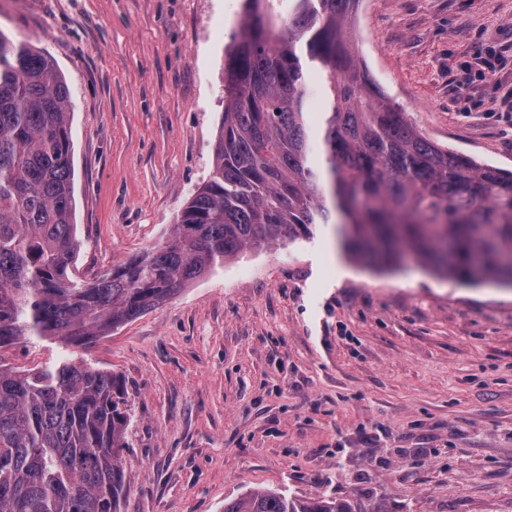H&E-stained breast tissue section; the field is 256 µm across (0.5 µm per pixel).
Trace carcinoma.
Segmentation results:
<instances>
[{"label":"carcinoma","mask_w":512,"mask_h":512,"mask_svg":"<svg viewBox=\"0 0 512 512\" xmlns=\"http://www.w3.org/2000/svg\"><path fill=\"white\" fill-rule=\"evenodd\" d=\"M248 8L224 65V121L209 181L162 243L89 281L78 242L65 78L40 49L0 33V349L26 336L89 347L246 248L339 225L373 266L411 257L469 284H512V172L439 146L352 55L357 0ZM328 104L319 158L305 111L310 74ZM129 421L121 376L61 358L0 362V512H119ZM224 512H352L323 495L256 490Z\"/></svg>","instance_id":"carcinoma-1"}]
</instances>
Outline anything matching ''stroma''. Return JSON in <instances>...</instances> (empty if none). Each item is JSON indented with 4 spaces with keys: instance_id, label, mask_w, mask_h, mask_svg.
Masks as SVG:
<instances>
[{
    "instance_id": "1",
    "label": "stroma",
    "mask_w": 512,
    "mask_h": 512,
    "mask_svg": "<svg viewBox=\"0 0 512 512\" xmlns=\"http://www.w3.org/2000/svg\"><path fill=\"white\" fill-rule=\"evenodd\" d=\"M246 0H0L68 84L74 275L169 236L210 178ZM369 77L415 129L512 171V0H359ZM313 239L245 249L88 349H0L120 374L121 512H224L255 490L353 512H512V286L373 268Z\"/></svg>"
}]
</instances>
